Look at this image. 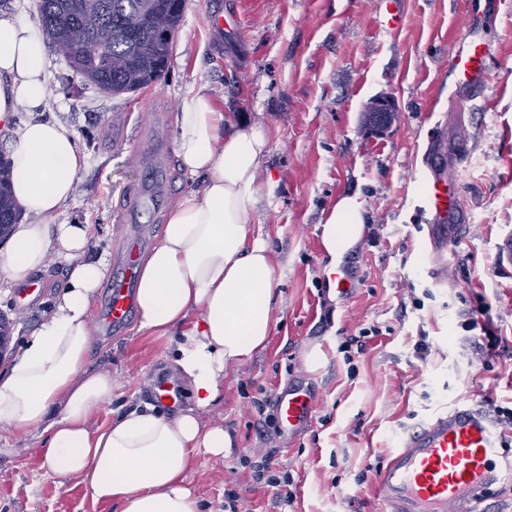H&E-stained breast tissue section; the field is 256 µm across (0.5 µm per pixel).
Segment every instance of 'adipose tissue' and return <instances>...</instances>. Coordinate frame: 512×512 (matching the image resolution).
Instances as JSON below:
<instances>
[{
  "instance_id": "ef3b65f1",
  "label": "adipose tissue",
  "mask_w": 512,
  "mask_h": 512,
  "mask_svg": "<svg viewBox=\"0 0 512 512\" xmlns=\"http://www.w3.org/2000/svg\"><path fill=\"white\" fill-rule=\"evenodd\" d=\"M46 47L35 27L0 17V135L12 138L13 195L32 224H20L0 256V272L25 282L50 254L75 264L55 309L0 376V426L45 438L44 465L59 482L79 478L94 501L121 512H200L185 483L194 457L223 456V425L200 414L224 392V378L263 348L272 323L275 284L266 243L250 216L262 201L258 179L269 151L260 125L218 112L208 86L192 87L176 114L181 169L204 182L170 212L158 244L142 260L136 287L140 333L174 345V371L192 403L163 412L143 402L102 426L93 418L112 401L114 381L87 364L93 307L107 274L104 259H83L87 224L54 217L74 196L85 166L72 133L37 120L47 104ZM33 120L15 127L18 110ZM365 223L356 197L340 198L321 226L336 263L358 242Z\"/></svg>"
}]
</instances>
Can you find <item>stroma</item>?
<instances>
[{"mask_svg": "<svg viewBox=\"0 0 512 512\" xmlns=\"http://www.w3.org/2000/svg\"><path fill=\"white\" fill-rule=\"evenodd\" d=\"M393 32L379 26L380 0H185L161 79L133 94L111 96L86 83L55 49H48V106L44 120L66 126L87 158L59 224L94 228L89 254L112 259L117 247L112 209L120 188L138 177L131 152L138 124L153 99L176 114L193 84L208 85L218 111L261 125L270 144L260 180L270 196L251 216L267 244L275 304L266 344L224 378V394L200 419L223 423L232 444L223 456L198 455L187 484L201 512H224V492L236 488L243 512H280L275 490L257 482L249 464L256 449L273 468L289 470L293 512H375L376 476L406 431L463 402L512 408V266L496 259L500 235L512 233V0H401ZM497 10L489 34L493 111L451 96L448 56L469 10ZM226 25L214 32L210 17ZM393 103L383 130L366 112L374 99ZM453 175L466 215L461 248L432 270L427 221L413 203L423 176ZM357 196L377 231L358 243L340 267L354 280L351 299L328 289L321 223L338 198ZM68 265L50 257L39 276L41 304L23 312L11 302L14 283L0 273V312L14 322L18 349L50 315ZM421 306H402L404 284ZM105 290H98L92 367L116 381L111 404L93 419L111 422L147 401L143 376L172 373L166 340L144 335L136 323H104ZM491 308L490 331L505 340L503 358L482 354L484 331L462 323L480 306ZM382 334L363 352L345 356L341 344L360 328ZM426 334L430 353L414 344ZM320 350L311 367L307 355ZM290 382L317 395L311 424L296 437L259 428L255 404ZM0 512H121L118 502L93 503L78 479L59 484L43 464L41 440L0 428Z\"/></svg>", "mask_w": 512, "mask_h": 512, "instance_id": "35a3bbf8", "label": "stroma"}]
</instances>
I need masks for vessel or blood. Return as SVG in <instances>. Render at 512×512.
Instances as JSON below:
<instances>
[{
	"label": "vessel or blood",
	"instance_id": "b4317fda",
	"mask_svg": "<svg viewBox=\"0 0 512 512\" xmlns=\"http://www.w3.org/2000/svg\"><path fill=\"white\" fill-rule=\"evenodd\" d=\"M490 16L471 14L459 45L448 60V69L459 94L483 88L488 81L486 59L490 44L485 31ZM171 143L164 110L153 111L135 134L136 180L120 191L121 204L113 214L125 235L113 260L107 285L106 320L115 327L128 324L134 299L132 284L144 240L143 218L161 223L166 210ZM430 228L442 237L434 252H455L459 241L445 237L447 223L463 210L455 179L431 173L424 179L418 199ZM148 391L159 401L180 403L183 394L169 378L149 375ZM271 406L282 435L300 434L312 421L315 395L304 385L278 389ZM397 450L378 474L383 495L382 512H466L482 500L492 485L512 476V455L507 452L512 433L478 405H461L443 411L416 429L397 435Z\"/></svg>",
	"mask_w": 512,
	"mask_h": 512
}]
</instances>
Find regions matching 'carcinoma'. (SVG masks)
Segmentation results:
<instances>
[{
  "label": "carcinoma",
  "instance_id": "carcinoma-1",
  "mask_svg": "<svg viewBox=\"0 0 512 512\" xmlns=\"http://www.w3.org/2000/svg\"><path fill=\"white\" fill-rule=\"evenodd\" d=\"M41 26L54 47L82 38L84 51L67 56L70 68L104 93L118 96L157 82L172 53L183 6L176 0H38ZM142 19L132 30L127 21ZM20 217L11 190V163L0 154V241Z\"/></svg>",
  "mask_w": 512,
  "mask_h": 512
}]
</instances>
